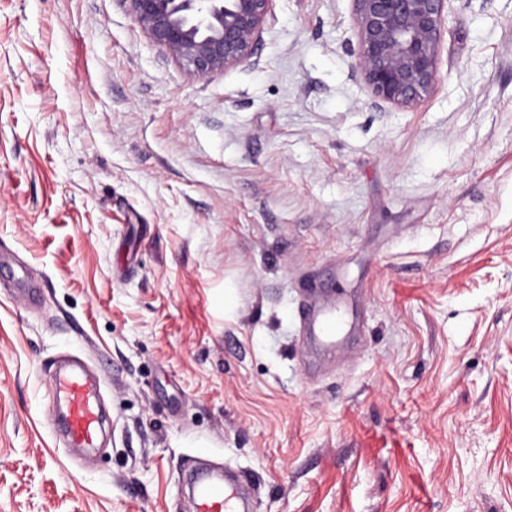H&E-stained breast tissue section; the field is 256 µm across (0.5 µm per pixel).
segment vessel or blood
<instances>
[{
	"instance_id": "1",
	"label": "vessel or blood",
	"mask_w": 512,
	"mask_h": 512,
	"mask_svg": "<svg viewBox=\"0 0 512 512\" xmlns=\"http://www.w3.org/2000/svg\"><path fill=\"white\" fill-rule=\"evenodd\" d=\"M303 320L311 334L324 345H333L339 319L327 309L307 307ZM55 393L66 408L63 436L74 447H95L102 424L100 389L96 378L80 363L59 367ZM194 512H239L245 505L246 488L236 477L220 478L215 471L198 472L192 478Z\"/></svg>"
}]
</instances>
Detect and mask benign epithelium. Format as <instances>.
Returning <instances> with one entry per match:
<instances>
[{
  "instance_id": "1",
  "label": "benign epithelium",
  "mask_w": 512,
  "mask_h": 512,
  "mask_svg": "<svg viewBox=\"0 0 512 512\" xmlns=\"http://www.w3.org/2000/svg\"><path fill=\"white\" fill-rule=\"evenodd\" d=\"M136 24L175 61L206 78L249 59L274 0H129ZM357 68L372 96L400 108L436 84L450 0H352Z\"/></svg>"
}]
</instances>
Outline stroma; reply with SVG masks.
<instances>
[{"mask_svg":"<svg viewBox=\"0 0 512 512\" xmlns=\"http://www.w3.org/2000/svg\"><path fill=\"white\" fill-rule=\"evenodd\" d=\"M351 8L275 0L198 78L127 0H0V512H189L199 459L252 512H512V0H451L406 110ZM66 354L90 455L49 423ZM311 337H317L324 345L331 346L336 342V330L340 326L336 313H330L324 307L307 306L303 315ZM56 400L66 408L63 436L73 447L94 448L102 424L100 389L96 378L78 362L58 368Z\"/></svg>","mask_w":512,"mask_h":512,"instance_id":"stroma-1","label":"stroma"}]
</instances>
